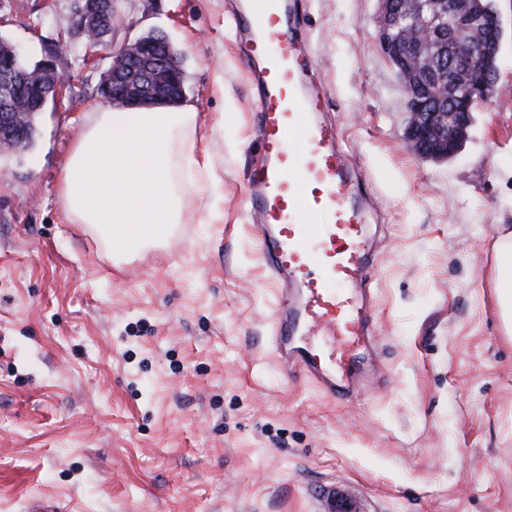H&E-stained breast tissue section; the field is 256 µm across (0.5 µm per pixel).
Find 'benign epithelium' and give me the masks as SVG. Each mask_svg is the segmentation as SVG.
Wrapping results in <instances>:
<instances>
[{"label":"benign epithelium","mask_w":512,"mask_h":512,"mask_svg":"<svg viewBox=\"0 0 512 512\" xmlns=\"http://www.w3.org/2000/svg\"><path fill=\"white\" fill-rule=\"evenodd\" d=\"M439 13H450L456 20V28L443 36L433 21L424 16L422 0H412L408 14L416 17L401 36L395 38L392 31L401 27L402 2L400 0H378L376 15L377 39L384 54L401 72L424 69L432 65L429 52L437 42L447 41L448 76L457 71H481V77L469 83L465 96L452 98L429 111L435 94L427 87L406 85L411 90L407 100V142L418 156L428 159L433 155L444 159L456 156L469 136L473 112L477 104L486 102L495 91L498 74L491 68L480 69L499 54L503 38L501 14L496 7H484L481 0H429ZM157 43L132 41L112 56V80H121V68L126 60H155ZM20 52L17 48L6 55L0 54V78H5L13 91L26 96L30 111H10L11 97L0 99V155L14 152L22 143L20 125L43 112L49 104L56 103L63 95L68 77L58 71L51 58L43 60L50 81L32 84L30 77L18 68ZM148 92L139 88L122 86L112 93V107L129 109L140 106L168 104L181 96L182 61L173 57L160 73L145 72Z\"/></svg>","instance_id":"obj_1"}]
</instances>
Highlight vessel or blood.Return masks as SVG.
<instances>
[{"label":"vessel or blood","instance_id":"1","mask_svg":"<svg viewBox=\"0 0 512 512\" xmlns=\"http://www.w3.org/2000/svg\"><path fill=\"white\" fill-rule=\"evenodd\" d=\"M238 26L258 90L262 149L248 208L270 276L282 285L271 342L283 378L347 398L369 372L360 348L372 321L364 294L374 263L356 182L333 130L317 120L325 98L305 85L314 60L286 0H246ZM316 503L318 512H371L343 479L323 485Z\"/></svg>","mask_w":512,"mask_h":512}]
</instances>
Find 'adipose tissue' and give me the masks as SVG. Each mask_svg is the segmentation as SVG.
<instances>
[{
  "instance_id": "ef3b65f1",
  "label": "adipose tissue",
  "mask_w": 512,
  "mask_h": 512,
  "mask_svg": "<svg viewBox=\"0 0 512 512\" xmlns=\"http://www.w3.org/2000/svg\"><path fill=\"white\" fill-rule=\"evenodd\" d=\"M197 126L191 104L86 113L59 179L72 223L94 229L121 258L159 244L184 220L180 172L207 171L197 158Z\"/></svg>"
}]
</instances>
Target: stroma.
<instances>
[{"instance_id":"obj_1","label":"stroma","mask_w":512,"mask_h":512,"mask_svg":"<svg viewBox=\"0 0 512 512\" xmlns=\"http://www.w3.org/2000/svg\"><path fill=\"white\" fill-rule=\"evenodd\" d=\"M295 3L378 262L370 377L348 401L284 382L270 345L240 0H113L105 46L69 38L71 0H0V36L70 79L31 148L0 158V512H314L339 477L374 512H512V331L494 288L512 232V0H495L498 90L441 162L406 141L378 0ZM152 30L183 58L214 182L184 184V223L116 263L69 222L59 174L112 53Z\"/></svg>"}]
</instances>
